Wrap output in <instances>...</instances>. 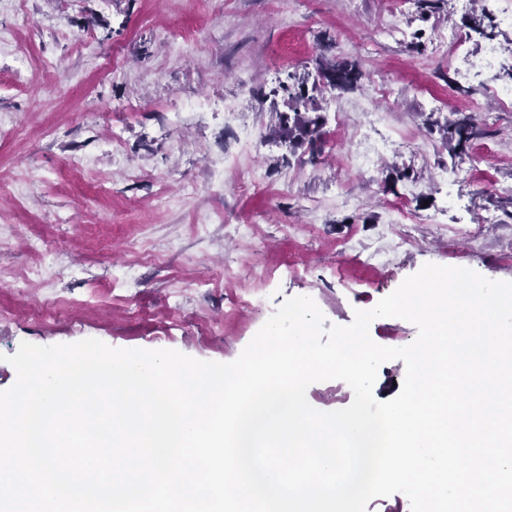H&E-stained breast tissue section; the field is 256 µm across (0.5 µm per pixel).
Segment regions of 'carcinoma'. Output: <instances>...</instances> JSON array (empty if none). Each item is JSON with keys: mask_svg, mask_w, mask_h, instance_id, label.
Masks as SVG:
<instances>
[{"mask_svg": "<svg viewBox=\"0 0 512 512\" xmlns=\"http://www.w3.org/2000/svg\"><path fill=\"white\" fill-rule=\"evenodd\" d=\"M465 27L483 38L495 37L494 20L488 10L469 16ZM314 80H324L336 89L356 88L363 74L358 65L347 60L328 58L319 54L314 59ZM284 93L288 97V111L281 114L279 123L271 130V135L279 139L291 152L305 148L310 154V160H315L323 150L324 118L315 112L312 101L308 96L305 84H282L280 90L273 94ZM443 140L448 149L458 156L464 152L466 144L474 137L480 135V129L472 114H461L454 120H447L440 127Z\"/></svg>", "mask_w": 512, "mask_h": 512, "instance_id": "1", "label": "carcinoma"}]
</instances>
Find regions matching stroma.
Returning a JSON list of instances; mask_svg holds the SVG:
<instances>
[{
    "label": "stroma",
    "instance_id": "1",
    "mask_svg": "<svg viewBox=\"0 0 512 512\" xmlns=\"http://www.w3.org/2000/svg\"><path fill=\"white\" fill-rule=\"evenodd\" d=\"M485 9L512 0L426 19L415 0H0V390L25 342L226 363L293 296L346 326L427 263L512 281V108L493 94L512 27L493 70L460 74L486 45L464 20ZM322 53L364 78L313 90V164L268 133L280 82ZM375 88L371 124L353 106ZM457 112L483 130L460 158L438 129ZM401 201L413 220L389 223Z\"/></svg>",
    "mask_w": 512,
    "mask_h": 512
}]
</instances>
